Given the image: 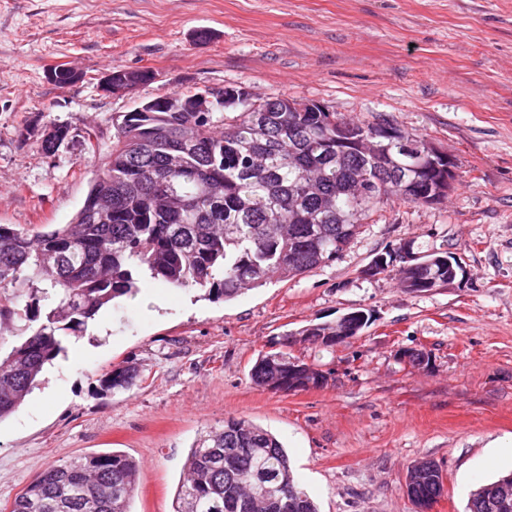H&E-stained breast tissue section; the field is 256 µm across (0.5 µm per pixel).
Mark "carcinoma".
<instances>
[{
  "instance_id": "cac0c4a2",
  "label": "carcinoma",
  "mask_w": 512,
  "mask_h": 512,
  "mask_svg": "<svg viewBox=\"0 0 512 512\" xmlns=\"http://www.w3.org/2000/svg\"><path fill=\"white\" fill-rule=\"evenodd\" d=\"M252 105L227 112H126L112 147L72 222L50 232L0 224V327L25 320L28 337L0 355V420L24 402L45 365L63 351V337L87 330L98 311L138 289L148 275L175 288H206L231 299L272 277L303 275L336 258L356 239L354 224H376L383 207L402 201L398 177L423 182L418 153L401 140H377L378 153L336 152L338 112H310L296 123L295 159L283 138L291 112L271 113L266 140L254 133ZM66 124L44 138L54 155ZM193 146L179 166L168 155L184 135ZM112 210L106 224L96 219ZM31 302L16 308L21 289ZM334 336L333 323L295 332ZM293 358L258 356L251 377L268 385L288 377ZM135 368L118 364L101 380L108 390L131 387ZM139 465L119 451L63 462L38 474L10 512H131ZM471 493L466 512L489 507ZM443 470L423 464L417 494L442 496ZM174 512H319L300 486L285 448L264 428L242 419L206 431L193 444L175 495Z\"/></svg>"
}]
</instances>
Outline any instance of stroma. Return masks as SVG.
<instances>
[{"label": "stroma", "mask_w": 512, "mask_h": 512, "mask_svg": "<svg viewBox=\"0 0 512 512\" xmlns=\"http://www.w3.org/2000/svg\"><path fill=\"white\" fill-rule=\"evenodd\" d=\"M62 63L78 82L48 79ZM116 68L156 78L115 97L100 84ZM224 85L432 141L455 163L454 188L437 206L391 204L335 261L236 299L148 280L102 308L0 420V512L50 465L110 450L140 463L132 512H172L191 445L230 419L277 436L320 512H415L405 477L422 460L443 470L435 512H464L481 483L512 472L511 454L486 450L512 436V0H0V224L70 223L115 118ZM57 123L71 135L49 155L26 130ZM407 240L455 253L463 276L424 293L366 276ZM144 295L160 298L158 315ZM355 309L371 321L350 343L286 339ZM408 348L428 362L400 358ZM262 351L327 381L259 387ZM125 362L135 385L103 390Z\"/></svg>", "instance_id": "obj_1"}]
</instances>
